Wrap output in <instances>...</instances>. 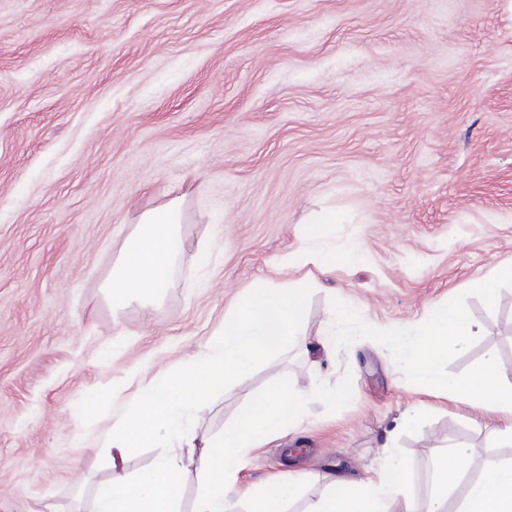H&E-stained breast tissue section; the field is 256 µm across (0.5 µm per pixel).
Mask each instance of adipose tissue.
<instances>
[{"instance_id":"obj_1","label":"adipose tissue","mask_w":512,"mask_h":512,"mask_svg":"<svg viewBox=\"0 0 512 512\" xmlns=\"http://www.w3.org/2000/svg\"><path fill=\"white\" fill-rule=\"evenodd\" d=\"M180 205L172 201L143 212L125 240L119 261L108 279L113 308L132 300L143 303L168 288L172 263L180 249ZM305 285L256 288L239 308L225 316L224 326L204 349L179 369L140 387L130 410L109 439L118 454L147 445L178 443L175 455L161 456L136 482L114 471L96 493L95 512H178L182 476L195 467L201 479L196 512H225L244 459L255 443L283 432L305 405L307 394L288 380L244 408L221 438L198 437L190 416L228 382L288 345L299 334L298 314ZM480 326L467 309L451 301L429 307L417 337L405 344L402 363L413 380L428 391L449 392L478 411L508 419L496 436L512 443V375L495 356L486 357L462 379H451L441 365L449 349L479 335ZM469 468L466 449L455 448L438 465V490L427 512H446L447 490ZM298 487L297 475L280 477L249 491L248 512H281ZM311 512H415L399 459H392L377 479L338 480ZM456 512H512V462L485 461L472 479Z\"/></svg>"}]
</instances>
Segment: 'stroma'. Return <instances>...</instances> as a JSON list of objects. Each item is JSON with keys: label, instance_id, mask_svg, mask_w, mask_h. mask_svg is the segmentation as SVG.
<instances>
[{"label": "stroma", "instance_id": "1", "mask_svg": "<svg viewBox=\"0 0 512 512\" xmlns=\"http://www.w3.org/2000/svg\"><path fill=\"white\" fill-rule=\"evenodd\" d=\"M181 208L148 307L105 281L143 211ZM332 208L363 262L282 268ZM512 0H0V512H94L106 436L140 383L197 354L251 289L308 285L299 339L196 413L221 436L290 378L309 399L251 449L247 490L296 470L286 512L398 452L424 506L436 457L512 460L500 421L427 393L400 363L428 307L457 300L512 371ZM345 312L331 322L333 304ZM339 397L324 398V391ZM505 280L512 281V264L496 267L490 274L473 280L471 287L481 294L489 304H493L497 298V286Z\"/></svg>", "mask_w": 512, "mask_h": 512}]
</instances>
